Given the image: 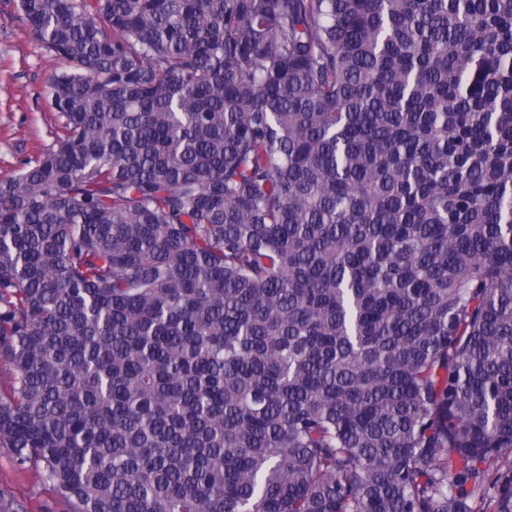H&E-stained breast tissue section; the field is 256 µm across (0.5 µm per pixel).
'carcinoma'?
I'll return each mask as SVG.
<instances>
[{
	"instance_id": "obj_1",
	"label": "carcinoma",
	"mask_w": 512,
	"mask_h": 512,
	"mask_svg": "<svg viewBox=\"0 0 512 512\" xmlns=\"http://www.w3.org/2000/svg\"><path fill=\"white\" fill-rule=\"evenodd\" d=\"M0 448L53 512H512V0H19ZM18 2L0 0V180L43 155L61 126L48 87L61 64L20 20Z\"/></svg>"
}]
</instances>
